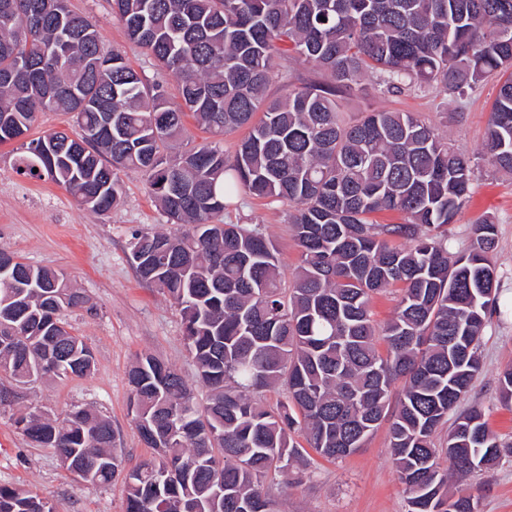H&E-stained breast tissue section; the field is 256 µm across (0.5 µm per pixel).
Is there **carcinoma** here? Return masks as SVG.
<instances>
[{"label": "carcinoma", "instance_id": "obj_1", "mask_svg": "<svg viewBox=\"0 0 512 512\" xmlns=\"http://www.w3.org/2000/svg\"><path fill=\"white\" fill-rule=\"evenodd\" d=\"M44 3L0 0V76L9 77L0 82V144L24 137L42 112L72 114L75 136L31 139L15 166L100 215L121 197L119 173L147 177L182 230L134 232L129 260L179 309L196 384L151 353L136 357L131 415L155 456L129 470L113 451L111 420L89 408L52 418L29 407L13 418L24 423L18 433L89 484L122 477L126 512H273L266 481L302 457L295 437L336 460L387 419L410 512H478L472 497L448 495L436 457L460 474L490 470L504 453L497 435L475 407L441 446L433 435L481 370L475 342L496 301V225H473L469 250L450 256L441 228L470 201L471 157L411 112L374 109L344 125L337 93L368 94L370 70L378 91L393 94L424 84L453 93L511 69L512 0H112L129 41L178 78L177 102L105 50L68 0ZM288 55L326 81L270 98ZM187 112L211 134L248 135L231 158L210 143L173 155ZM483 159L512 173V74L498 89ZM241 190L295 205L300 262L288 290L272 241L224 223L226 201ZM383 210L405 222L370 223ZM0 266V337L11 339L0 374L22 387L92 374L93 349L61 318L86 297L63 271L1 248ZM394 286L401 298L380 328L370 304ZM276 386L285 401L265 405L260 393ZM0 512L53 507L0 485Z\"/></svg>", "mask_w": 512, "mask_h": 512}]
</instances>
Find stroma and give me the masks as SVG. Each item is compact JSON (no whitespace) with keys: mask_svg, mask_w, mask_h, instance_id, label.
I'll return each mask as SVG.
<instances>
[{"mask_svg":"<svg viewBox=\"0 0 512 512\" xmlns=\"http://www.w3.org/2000/svg\"><path fill=\"white\" fill-rule=\"evenodd\" d=\"M72 10L96 22L106 48L121 52L131 65L155 78L150 60L126 37L112 13V0H69ZM501 76L479 87L450 94L442 87L394 94L342 95L343 121H355L369 109L415 113L434 125L461 150H482ZM20 141L0 145V248L33 266L63 270L87 295L86 308L66 313L74 334L92 347L95 370L85 378L48 380L21 390L15 405L0 406V484L47 498L54 512H125L121 482L94 486L69 473L50 449L31 446L11 421L14 407L62 412L73 405L95 407L116 432L117 452L132 467L153 451L142 442L129 410L127 372L135 356L149 352L172 364L188 381L196 370L183 340L176 306L157 289L139 281L128 255L137 230L170 231L165 215L139 174H121L120 201L103 215L76 205L60 186L17 171ZM288 204L238 194L224 211L230 224L255 226L277 247L280 277L291 283L299 248L288 223ZM492 217L497 230L490 259L498 275L497 305L478 340L482 370L461 408H479L489 428L510 452L489 471H477L455 483L454 492L473 495L479 512H512V401L499 391L500 372L512 365V175L487 163L475 170L470 203L448 227V250L470 245L471 227ZM279 512H409L389 448L387 425H380L364 448L328 461L308 452L288 469V482L275 486Z\"/></svg>","mask_w":512,"mask_h":512,"instance_id":"obj_1","label":"stroma"}]
</instances>
